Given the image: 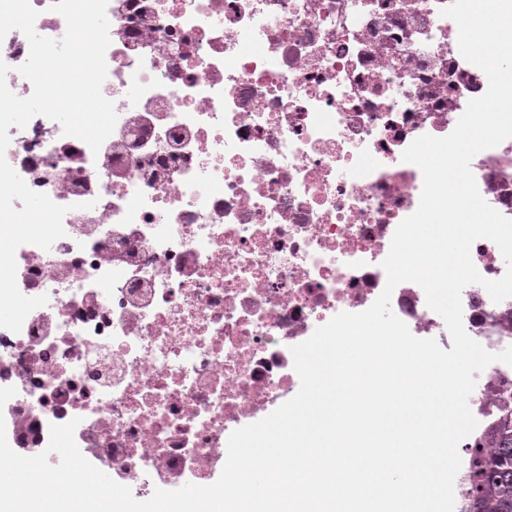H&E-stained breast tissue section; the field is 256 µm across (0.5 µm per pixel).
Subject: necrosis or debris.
Masks as SVG:
<instances>
[{
  "instance_id": "4bbe7bcc",
  "label": "necrosis or debris",
  "mask_w": 512,
  "mask_h": 512,
  "mask_svg": "<svg viewBox=\"0 0 512 512\" xmlns=\"http://www.w3.org/2000/svg\"><path fill=\"white\" fill-rule=\"evenodd\" d=\"M449 2L108 0L102 93L118 118L99 152L43 119L8 130L26 185L71 207L51 249H18L22 294L47 302L0 328L12 449L46 448L76 417L83 455L134 496L213 483L225 436L297 394L291 347L382 292L423 186L406 147L450 134L488 88ZM471 169L512 218V138ZM461 300L471 338L512 346V298L470 285ZM390 306L451 349L417 284ZM508 398L512 365L492 363L468 400L455 512Z\"/></svg>"
}]
</instances>
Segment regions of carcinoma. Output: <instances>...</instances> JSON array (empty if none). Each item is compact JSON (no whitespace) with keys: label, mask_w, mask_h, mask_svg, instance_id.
<instances>
[{"label":"carcinoma","mask_w":512,"mask_h":512,"mask_svg":"<svg viewBox=\"0 0 512 512\" xmlns=\"http://www.w3.org/2000/svg\"><path fill=\"white\" fill-rule=\"evenodd\" d=\"M490 453L478 456L469 478L470 512H512V416L489 436Z\"/></svg>","instance_id":"obj_1"}]
</instances>
